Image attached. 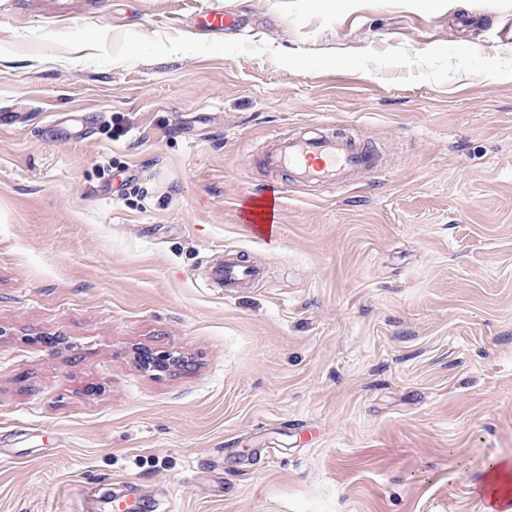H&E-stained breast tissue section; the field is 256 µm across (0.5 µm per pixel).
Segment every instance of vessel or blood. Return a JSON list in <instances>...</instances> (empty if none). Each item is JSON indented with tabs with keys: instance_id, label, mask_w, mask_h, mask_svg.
Here are the masks:
<instances>
[{
	"instance_id": "obj_1",
	"label": "vessel or blood",
	"mask_w": 512,
	"mask_h": 512,
	"mask_svg": "<svg viewBox=\"0 0 512 512\" xmlns=\"http://www.w3.org/2000/svg\"><path fill=\"white\" fill-rule=\"evenodd\" d=\"M233 15L223 9H202L197 16L199 26L212 31L223 30L233 24ZM265 162L276 171L288 172L295 182L317 184L336 188L348 183L354 174L372 169L374 159L350 140L330 136L281 137L272 142L265 152ZM240 219L248 224L252 235L257 239L273 236L280 227V207L272 205L265 223H257L250 211L240 213ZM216 275L225 287H237L243 280L258 279L259 273L247 266L239 255L229 253Z\"/></svg>"
}]
</instances>
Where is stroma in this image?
Listing matches in <instances>:
<instances>
[{
    "label": "stroma",
    "mask_w": 512,
    "mask_h": 512,
    "mask_svg": "<svg viewBox=\"0 0 512 512\" xmlns=\"http://www.w3.org/2000/svg\"><path fill=\"white\" fill-rule=\"evenodd\" d=\"M0 0V512H487L512 459V78L270 53L99 65L96 25L282 51L512 58V0ZM321 131L377 168L264 167ZM278 197L253 239L241 203ZM264 279L227 294L228 251ZM184 364L142 369L141 350ZM199 26L212 31H224L225 26H229L235 22L233 15L224 13L220 3H217L215 9H201L197 16ZM239 215L240 220L244 224L249 225L253 237L257 239L264 240L273 236V234L276 233L280 227V207L279 204H277L275 201H273L272 206L269 208L267 214L265 215V222L268 224H257L254 215L250 213L248 207H246V210L240 209ZM512 461H498L485 476L482 487L485 494L490 495L491 505L498 508H489L490 512L512 511Z\"/></svg>",
    "instance_id": "obj_1"
}]
</instances>
